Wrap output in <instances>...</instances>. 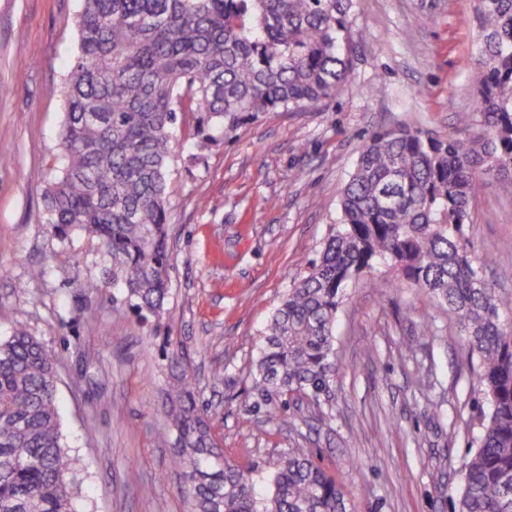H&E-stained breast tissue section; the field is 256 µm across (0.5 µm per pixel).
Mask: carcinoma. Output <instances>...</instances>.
<instances>
[{"label": "carcinoma", "mask_w": 512, "mask_h": 512, "mask_svg": "<svg viewBox=\"0 0 512 512\" xmlns=\"http://www.w3.org/2000/svg\"><path fill=\"white\" fill-rule=\"evenodd\" d=\"M479 28L472 135L400 125L360 150L319 260L274 309L251 374L258 401L243 422L317 410L336 390V318L347 287L377 264L426 293L478 359L489 403L463 464L457 512H512V294L488 280L465 229L480 178L512 196V0H474ZM354 0H83L79 54L65 82L61 162L46 190L49 223L79 232L112 260L139 313L169 292L167 178L178 115L199 145L231 138L261 114L334 98L351 70ZM56 369L24 328L0 338V512H74L76 460L63 442ZM163 445L178 448L192 512H348L336 479L303 448L280 458L270 494L212 436L185 370L165 393Z\"/></svg>", "instance_id": "1"}]
</instances>
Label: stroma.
Listing matches in <instances>:
<instances>
[{"label": "stroma", "instance_id": "stroma-1", "mask_svg": "<svg viewBox=\"0 0 512 512\" xmlns=\"http://www.w3.org/2000/svg\"><path fill=\"white\" fill-rule=\"evenodd\" d=\"M81 0H0V338L15 328L56 357L63 441L78 460L76 512H190L176 448L159 445L171 356L180 354L225 454L269 477L308 449L352 512H454L486 402L456 325L385 266L349 286L336 321V398L292 405L286 424L244 425L260 333L338 219L359 148L407 124L464 135L476 109L474 0H355L351 74L335 98L267 112L196 152L195 121L173 128L170 296L142 317L96 242L55 235L44 190L56 175L64 82ZM387 93L374 95L377 84ZM42 180H34V171ZM469 228L490 279L512 291V197L486 180ZM43 268L30 279L31 268ZM439 331L414 341L419 323ZM442 405L434 416L430 402Z\"/></svg>", "mask_w": 512, "mask_h": 512}]
</instances>
